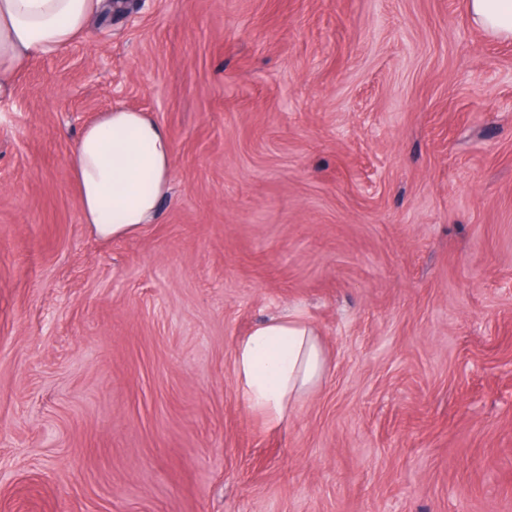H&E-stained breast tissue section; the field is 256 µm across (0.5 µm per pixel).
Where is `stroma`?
<instances>
[{"mask_svg":"<svg viewBox=\"0 0 512 512\" xmlns=\"http://www.w3.org/2000/svg\"><path fill=\"white\" fill-rule=\"evenodd\" d=\"M467 0H136L0 98V512H512V41ZM170 134L105 240L69 170ZM324 344L271 427L236 341ZM171 156L167 129L145 112H102L70 157L84 224L102 239L130 236L151 224L169 190ZM108 212L112 220L105 219Z\"/></svg>","mask_w":512,"mask_h":512,"instance_id":"obj_1","label":"stroma"}]
</instances>
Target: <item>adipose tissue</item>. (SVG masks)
<instances>
[{"instance_id":"adipose-tissue-1","label":"adipose tissue","mask_w":512,"mask_h":512,"mask_svg":"<svg viewBox=\"0 0 512 512\" xmlns=\"http://www.w3.org/2000/svg\"><path fill=\"white\" fill-rule=\"evenodd\" d=\"M106 0H0V98L35 54L70 47L104 11ZM473 22L490 36L512 38V0H468ZM172 143L146 113L115 107L81 134L70 157L81 214L103 239L133 235L153 221L169 190ZM246 405L276 426L319 385L327 357L317 329L302 316L258 322L233 350Z\"/></svg>"}]
</instances>
